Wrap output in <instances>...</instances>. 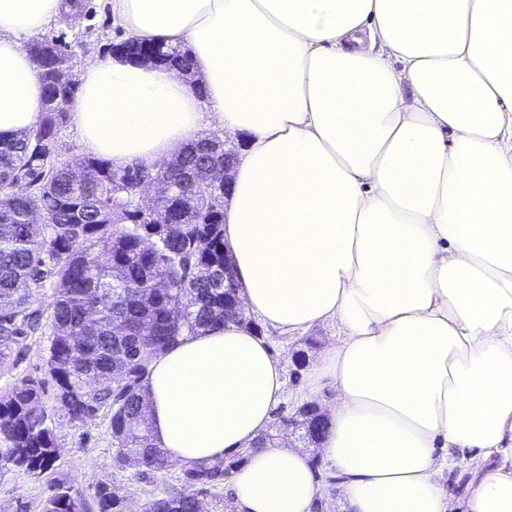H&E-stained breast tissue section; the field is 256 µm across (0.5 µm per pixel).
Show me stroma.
<instances>
[{"label": "stroma", "instance_id": "1", "mask_svg": "<svg viewBox=\"0 0 512 512\" xmlns=\"http://www.w3.org/2000/svg\"><path fill=\"white\" fill-rule=\"evenodd\" d=\"M87 4L88 13L76 27L70 28L57 21L45 32L46 37H57L71 44L72 63L77 67L91 54L107 52L111 45L126 38L112 16L109 0H87ZM336 334L337 328L332 323L315 325L304 337L265 330L264 335L285 379V395L276 410L277 415H290L310 398L325 408L333 403L335 392L331 387H323L312 395L308 392L307 380L321 349L335 342ZM302 349L306 350L307 357L305 363L299 365L294 355ZM47 358L46 337H20L11 353L9 367L0 371V396L6 394L18 379L45 377ZM55 442L58 459L51 479L83 491L90 490L98 482H107L124 496L128 512H141L149 490H160L173 484L180 471L179 464H171L150 488L129 480L127 474L115 472L109 417L104 410L94 420L84 423L58 417ZM47 482L10 465L0 469V512H41L49 493Z\"/></svg>", "mask_w": 512, "mask_h": 512}]
</instances>
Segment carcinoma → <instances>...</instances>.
<instances>
[{"label":"carcinoma","mask_w":512,"mask_h":512,"mask_svg":"<svg viewBox=\"0 0 512 512\" xmlns=\"http://www.w3.org/2000/svg\"><path fill=\"white\" fill-rule=\"evenodd\" d=\"M55 44L26 46L40 65L42 119L0 140V370L18 337H48L53 410L43 404L42 379L22 378L0 397V467L47 479L42 512H127L126 499L106 482L87 498L48 478L58 458L54 415L84 423L109 410L113 467L151 484L169 467L144 398L153 361L181 337L226 322L261 328L227 304L238 290L224 287V139L213 134L187 144L146 207L134 195L149 167L116 170L89 156L74 166L55 160L77 92ZM122 47L190 69L189 50L181 46ZM48 282L51 304L31 309L27 291ZM244 460L183 465L178 485L152 495L143 512H203L205 495L214 500L212 512H233L215 489Z\"/></svg>","instance_id":"cac0c4a2"}]
</instances>
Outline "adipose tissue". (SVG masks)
<instances>
[{
  "label": "adipose tissue",
  "mask_w": 512,
  "mask_h": 512,
  "mask_svg": "<svg viewBox=\"0 0 512 512\" xmlns=\"http://www.w3.org/2000/svg\"><path fill=\"white\" fill-rule=\"evenodd\" d=\"M129 39L190 72L96 54L77 75L84 153L169 160L243 136L224 241L246 310L289 333L336 321L319 454L345 512H512V0H111ZM68 0H0V138L44 108L22 38ZM284 393L244 327L189 337L146 384L177 463L248 457L236 512H313L310 455L255 448ZM477 452L462 494L442 473Z\"/></svg>",
  "instance_id": "obj_1"
}]
</instances>
